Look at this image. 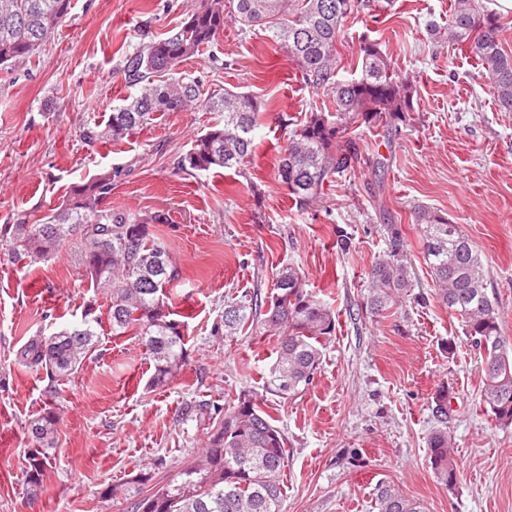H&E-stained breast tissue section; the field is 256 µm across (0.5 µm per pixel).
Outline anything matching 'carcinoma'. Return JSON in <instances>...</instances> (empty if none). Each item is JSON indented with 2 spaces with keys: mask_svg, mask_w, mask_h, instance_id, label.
I'll return each instance as SVG.
<instances>
[{
  "mask_svg": "<svg viewBox=\"0 0 512 512\" xmlns=\"http://www.w3.org/2000/svg\"><path fill=\"white\" fill-rule=\"evenodd\" d=\"M362 0H202L167 35L130 56L125 81L141 86L140 94L113 110L104 130H87L84 138L120 140L149 124L157 114L181 112L202 100L195 81L173 77L159 83L158 74L174 71L185 59L211 43L224 30V11L233 10L243 25H269L272 38L314 88L332 93L334 111L313 112L295 128L282 150L278 176L301 203L313 198L337 174L361 164L362 155L350 128L358 122L393 128L412 111L413 87L393 78L379 44L359 42L361 75L336 80V43L345 21ZM72 0H0V66L22 64L55 33L70 15ZM500 16L476 0H454L446 31L448 41L465 46L492 80L498 106L512 111V55L502 47ZM210 107L224 113V122L210 127L190 143L177 161L182 172L214 167L239 169L254 151L260 102L224 90L211 95ZM112 191V173L98 174L73 186L56 212L0 227V241L12 258L35 263L50 257L67 239L83 243L82 261L92 286L109 297L107 320L114 336L133 332L154 367L148 384L165 386L185 363L187 324L173 318L168 288L182 278L180 264L153 234L166 224L161 212L114 211L101 207ZM424 254L438 295L463 323L466 336L483 358L482 400L502 425H512V348L501 335L495 300L489 296L485 266L478 251L458 227L426 208L416 212ZM388 254L372 266L362 307L372 314L388 310L412 293L404 263L403 238L389 226ZM265 313L245 303L224 307V334L232 336L257 319L277 336V351L266 390L294 396L313 380L322 348L336 331L334 312L304 288L300 269H281ZM96 300L88 301L80 323L25 347L21 359L46 370L55 381L73 373L84 358L99 319ZM263 399L245 391L213 418L201 454L171 477L133 479L131 512H283V476L288 463L287 441L262 406ZM448 389L434 396L433 417L440 424L429 436V460L438 479L457 482L448 438ZM58 414L52 409L29 424L32 448L25 478L37 492L52 460ZM379 512H425L389 483L377 488Z\"/></svg>",
  "mask_w": 512,
  "mask_h": 512,
  "instance_id": "cac0c4a2",
  "label": "carcinoma"
}]
</instances>
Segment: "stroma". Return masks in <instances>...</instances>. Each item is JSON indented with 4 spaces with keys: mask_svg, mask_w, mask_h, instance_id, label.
<instances>
[{
    "mask_svg": "<svg viewBox=\"0 0 512 512\" xmlns=\"http://www.w3.org/2000/svg\"><path fill=\"white\" fill-rule=\"evenodd\" d=\"M200 3L74 0L49 42L0 70V225L49 213L75 184L112 173L106 207L168 214L156 232L181 264L171 302L188 318L184 366L169 385L150 388L137 336L112 335L104 320L105 297L90 286L79 239L31 266L0 244V512H128L131 480L162 479L195 458L210 429L208 407L245 390L264 399L288 441L284 512H378L382 481L426 512H512V426L483 406L480 354L437 295L413 213L430 208L475 246L512 345V112L500 109L469 52L435 39L453 0H394L388 14L347 20L336 45L338 79L355 78L359 41L370 36L393 74L411 81L414 110L396 131L353 127L366 164L333 177L306 205L279 180L278 151L293 125L330 101L264 26L225 19L215 41L175 72L205 93L230 88L263 103L243 170H177L194 137L224 119L203 105L161 114L118 142L84 140V129L105 127L138 95L122 73L126 57ZM392 224L402 231L415 296L375 315L361 303ZM340 228L349 249L336 242ZM288 265L333 309L336 331L308 388L282 398L265 389L275 337L258 323L232 336L216 327L226 304L269 299ZM92 298L102 318L94 343L72 375L49 384L20 352L80 321ZM441 386L451 393L453 486L436 477L427 448ZM51 403L60 414L54 457L33 493L24 478L27 429Z\"/></svg>",
    "mask_w": 512,
    "mask_h": 512,
    "instance_id": "1",
    "label": "stroma"
}]
</instances>
